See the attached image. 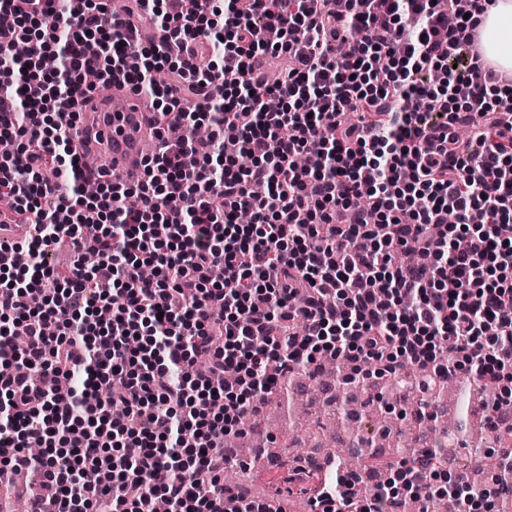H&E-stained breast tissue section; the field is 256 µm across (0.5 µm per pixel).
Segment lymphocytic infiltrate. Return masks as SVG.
Segmentation results:
<instances>
[{"label":"lymphocytic infiltrate","mask_w":512,"mask_h":512,"mask_svg":"<svg viewBox=\"0 0 512 512\" xmlns=\"http://www.w3.org/2000/svg\"><path fill=\"white\" fill-rule=\"evenodd\" d=\"M484 11L128 0L119 19L104 0H0V196L35 229L0 247V486L25 473L27 512H279L223 484L224 441L328 359L354 380L409 366L427 389L467 375L512 408V77L483 60ZM89 70L166 99L183 132L136 184L80 165ZM65 236L62 271L46 257ZM407 249L421 265L396 262ZM438 476L401 460L358 504L354 475L281 480L322 512H401Z\"/></svg>","instance_id":"f902f5d3"}]
</instances>
